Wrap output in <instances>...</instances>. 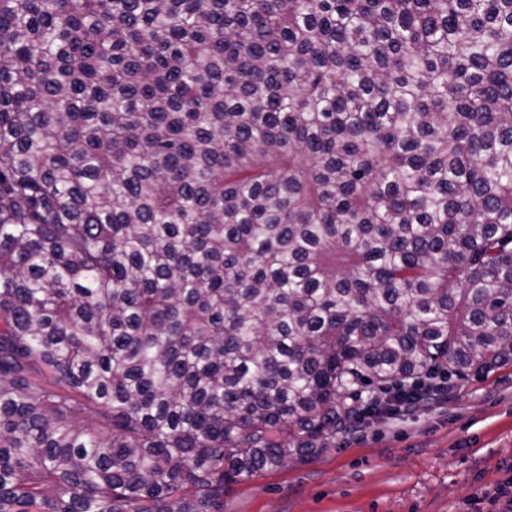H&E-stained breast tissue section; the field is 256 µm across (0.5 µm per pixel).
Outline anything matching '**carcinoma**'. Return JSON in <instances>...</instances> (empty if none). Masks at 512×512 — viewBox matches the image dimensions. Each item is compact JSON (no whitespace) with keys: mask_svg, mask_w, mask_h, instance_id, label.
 I'll list each match as a JSON object with an SVG mask.
<instances>
[{"mask_svg":"<svg viewBox=\"0 0 512 512\" xmlns=\"http://www.w3.org/2000/svg\"><path fill=\"white\" fill-rule=\"evenodd\" d=\"M512 364V0H0V512H223Z\"/></svg>","mask_w":512,"mask_h":512,"instance_id":"carcinoma-1","label":"carcinoma"}]
</instances>
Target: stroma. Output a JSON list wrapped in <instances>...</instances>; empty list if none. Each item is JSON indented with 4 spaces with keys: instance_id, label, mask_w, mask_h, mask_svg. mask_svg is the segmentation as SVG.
<instances>
[{
    "instance_id": "35a3bbf8",
    "label": "stroma",
    "mask_w": 512,
    "mask_h": 512,
    "mask_svg": "<svg viewBox=\"0 0 512 512\" xmlns=\"http://www.w3.org/2000/svg\"><path fill=\"white\" fill-rule=\"evenodd\" d=\"M510 487L512 364L453 379L438 400L233 485L224 512H500L497 494Z\"/></svg>"
}]
</instances>
